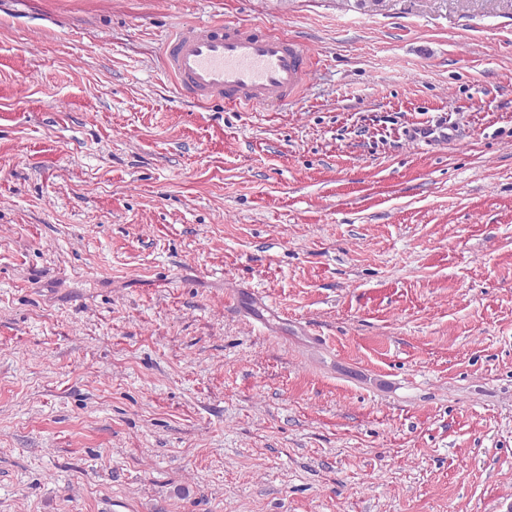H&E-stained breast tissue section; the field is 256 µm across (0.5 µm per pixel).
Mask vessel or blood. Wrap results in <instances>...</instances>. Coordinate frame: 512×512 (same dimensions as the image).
Here are the masks:
<instances>
[{
  "mask_svg": "<svg viewBox=\"0 0 512 512\" xmlns=\"http://www.w3.org/2000/svg\"><path fill=\"white\" fill-rule=\"evenodd\" d=\"M162 56L185 97L229 108L269 107L296 98L313 64L310 50L291 37L223 20L176 31Z\"/></svg>",
  "mask_w": 512,
  "mask_h": 512,
  "instance_id": "1",
  "label": "vessel or blood"
}]
</instances>
